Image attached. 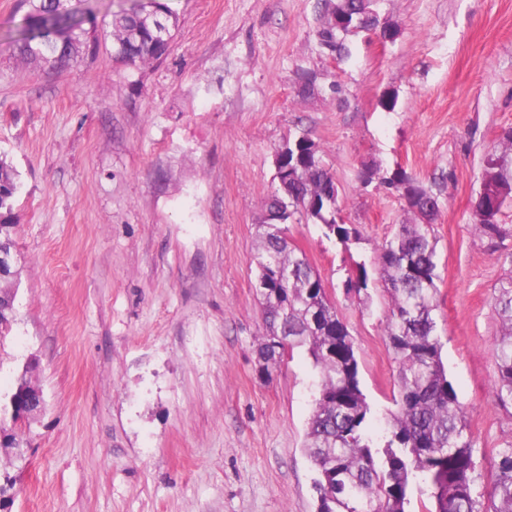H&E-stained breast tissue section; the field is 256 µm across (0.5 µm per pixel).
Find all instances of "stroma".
Returning <instances> with one entry per match:
<instances>
[{"instance_id": "1", "label": "stroma", "mask_w": 512, "mask_h": 512, "mask_svg": "<svg viewBox=\"0 0 512 512\" xmlns=\"http://www.w3.org/2000/svg\"><path fill=\"white\" fill-rule=\"evenodd\" d=\"M164 2L179 29L163 59L125 65L104 47L49 70L6 50L24 11L0 0V158L23 183L0 393L31 363L45 399L15 431L26 465L0 449V471L18 478L0 512H317L303 448L317 372L299 349L267 370L256 354L258 223L275 152L302 131L361 238L346 250L311 223L288 237L347 323L380 414L397 379L389 296L372 283L364 305L343 282L415 218L358 173L376 160L445 175L437 333L489 493L495 452L512 442L493 362L512 238L490 253L472 205L512 127V0H379L394 41L348 38L345 60L318 45L321 0ZM303 72L316 76L306 96Z\"/></svg>"}]
</instances>
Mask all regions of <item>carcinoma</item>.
<instances>
[{"instance_id":"obj_1","label":"carcinoma","mask_w":512,"mask_h":512,"mask_svg":"<svg viewBox=\"0 0 512 512\" xmlns=\"http://www.w3.org/2000/svg\"><path fill=\"white\" fill-rule=\"evenodd\" d=\"M376 2L336 0L317 31L320 48L349 57L345 37L375 30ZM20 8L25 14L9 47L21 59L52 67L67 64L77 59L69 51L73 41L82 42L88 55L97 51V16L87 0H20ZM149 11L170 30L178 28L177 17L159 0H133L112 17L115 59L137 65L163 56L154 31L138 24ZM284 148L290 170L277 175L280 182L265 209L279 222L261 224L255 256L265 325L257 352H275L282 339L290 350L305 349L318 370L305 445L318 474L316 493H331L335 512H407L415 490L430 501L426 512H512V444L496 451L491 492L482 499L475 492L481 474L466 435L465 411L441 358L435 319L438 254L432 235L442 206L440 193L404 170L395 172L417 184L407 202L416 222L399 225L378 256L377 271L391 300L386 337L399 369L392 397L396 410L386 417L383 433L374 436L369 432L374 411L361 389L354 338L312 264L287 235L288 225L303 220L320 225L327 238L347 248L359 239V231L336 215L330 202L334 176L319 145L302 133ZM485 178L499 195L489 218L477 217L474 229L495 253L512 237V227L499 223L503 206L512 199V128L487 156ZM22 188L16 169L1 159L0 234L9 235L14 228L12 211ZM369 282L365 264L359 263L356 275L345 281V293L359 295ZM494 305L500 319L493 350L495 397L506 407L512 406V269L495 288Z\"/></svg>"}]
</instances>
